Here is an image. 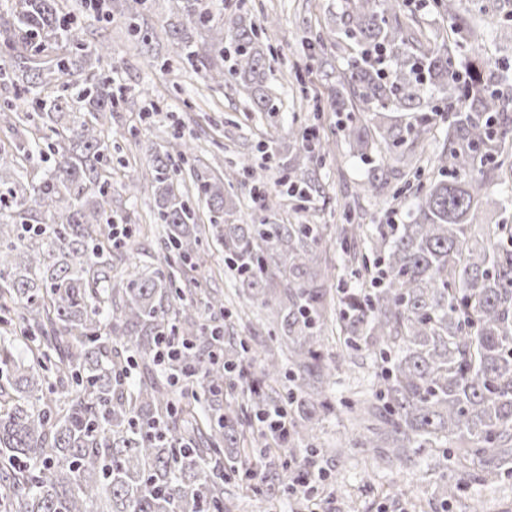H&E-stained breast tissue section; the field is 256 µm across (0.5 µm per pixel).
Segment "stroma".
<instances>
[{
	"label": "stroma",
	"instance_id": "stroma-1",
	"mask_svg": "<svg viewBox=\"0 0 512 512\" xmlns=\"http://www.w3.org/2000/svg\"><path fill=\"white\" fill-rule=\"evenodd\" d=\"M215 16L232 24L237 15H247L255 23L271 17L276 21L271 40L277 51L270 60L269 85L276 92L279 110L269 115L252 111L246 94L237 85L205 88L199 74L185 68L176 77L162 75L160 57L144 56L121 37L119 21H112V55L119 66L112 70L114 82L128 92L141 94L148 109L115 113L112 125L123 131L120 141L121 164L114 167L115 180L138 174L143 162V146L164 145L174 136L196 138L201 146L202 164L211 169L229 170L245 154H254L270 124L280 129V141L266 163V182L275 186L293 156L291 144L301 128L314 127L318 138L337 143L334 156L308 167L309 200L305 209L286 204L280 218L294 224H323L327 227L325 255L334 271V281L344 288L356 287L344 260L339 241L340 214L346 201L355 199L361 183L367 182L372 168L348 144L340 142L339 109L346 92L335 75L320 67L319 51L303 46L308 30L333 27L348 7L347 0H210ZM490 24L479 43L482 54L512 60V33L497 30L494 19L512 11V0H483ZM305 66L308 91L300 93L292 67ZM358 213L365 224H404L413 210L415 198L406 194L400 202L358 200ZM129 214L128 245L145 262L158 251L159 231L150 219L145 201L123 202ZM211 259L200 274L212 287L224 293V304L231 313L226 327L230 336L253 338L254 329L264 323L266 313L257 305L236 296L224 263L221 246L208 243ZM352 371L336 375L333 391L335 414L326 416L317 429L315 459L324 477L295 494L286 495L274 473H265L263 491L253 494L234 489L233 512H466L468 498L484 503V512H512V478L494 485L469 482L464 498L442 504L440 487L455 477L453 471L433 467L428 449H421L404 466L376 462L362 450L336 455V440L350 426L348 403L354 392L368 388L372 381V360L365 352L353 353Z\"/></svg>",
	"mask_w": 512,
	"mask_h": 512
}]
</instances>
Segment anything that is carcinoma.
I'll list each match as a JSON object with an SVG mask.
<instances>
[{
	"label": "carcinoma",
	"instance_id": "obj_1",
	"mask_svg": "<svg viewBox=\"0 0 512 512\" xmlns=\"http://www.w3.org/2000/svg\"><path fill=\"white\" fill-rule=\"evenodd\" d=\"M109 2L142 52L163 37L164 64H185L208 85L229 78L248 90L254 111H279L267 85L266 26L239 23L226 34L206 0H171L158 30L149 23L155 0ZM349 2L336 27L310 35L347 51L338 72L350 95L343 140L364 160L390 151L416 177L421 168L406 151L435 122L447 125L437 174L419 184L409 223L342 228L358 288L331 284L326 225L276 222L278 195H264L261 219L242 216L239 176L262 183L250 158L222 174L194 167L190 179L179 177V163L196 151L188 140L145 148L141 175L119 183L127 199L152 200L162 227V256L133 261L112 233V153L120 151L112 113L123 99L101 74L112 61L110 33L98 31L88 45L65 22L88 0H11L0 12V83L14 91L0 104L9 133L0 143V512H224L225 481L260 478L248 469L257 449L272 440L292 457L313 450L346 360L323 354L330 325L347 349L374 359L349 447L404 464L420 448L453 441L442 451L458 472L442 489L447 500L471 479L512 477V223H479L488 186L512 158V93L500 89L488 57L457 66L456 49L474 42L479 25L463 0H433L449 21L439 41L403 11L404 0ZM226 39L235 45L227 70ZM75 74L82 82L73 94L62 78ZM29 99L37 111L25 108ZM310 152L298 147L295 179H305L300 158ZM389 178L379 166L363 191L381 195ZM209 229L238 294L271 312L266 331L279 353L233 336L224 337V355L211 350L186 296L202 287L193 272L206 263ZM203 304L224 314L217 291ZM160 336L185 343L176 365L191 388L184 408L174 377L156 369ZM247 354L260 359V375L227 399L226 373ZM284 355L283 397L271 383ZM277 405L287 429L272 436L259 418Z\"/></svg>",
	"mask_w": 512,
	"mask_h": 512
}]
</instances>
